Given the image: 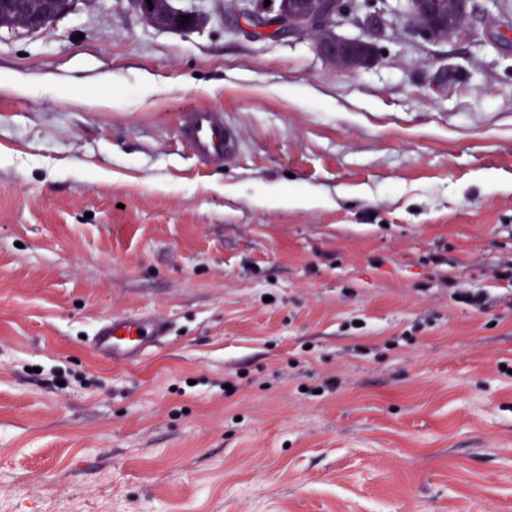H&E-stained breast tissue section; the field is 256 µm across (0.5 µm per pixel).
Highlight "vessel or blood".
Returning a JSON list of instances; mask_svg holds the SVG:
<instances>
[{"label": "vessel or blood", "instance_id": "vessel-or-blood-1", "mask_svg": "<svg viewBox=\"0 0 512 512\" xmlns=\"http://www.w3.org/2000/svg\"><path fill=\"white\" fill-rule=\"evenodd\" d=\"M182 135L200 160L219 164L232 157L239 148L234 128L223 113L196 110L182 115ZM171 333L166 320L152 315L115 316L101 323L89 340L98 356L115 365H130L143 359L162 344Z\"/></svg>", "mask_w": 512, "mask_h": 512}]
</instances>
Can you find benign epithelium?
<instances>
[{"label":"benign epithelium","instance_id":"benign-epithelium-1","mask_svg":"<svg viewBox=\"0 0 512 512\" xmlns=\"http://www.w3.org/2000/svg\"><path fill=\"white\" fill-rule=\"evenodd\" d=\"M10 7L21 15L20 27L26 30H45L57 18L70 12L74 0H43L44 9L40 13L27 10L26 0H9ZM386 0H377V8L371 13L340 12L330 0H317L312 10H299L287 0H273L264 6V0H248L245 11H239L248 33L275 38L285 31L299 35L318 33L317 48L320 53L335 63L344 66L351 56L372 49L373 43L361 37L345 38L333 33L337 25L350 22L364 25L369 21L382 22ZM174 14L175 24L171 28L188 31L197 28L203 21L201 14L169 6ZM400 14L406 19L416 34L425 33L431 38L445 40L448 30L444 28L445 13L442 0H399ZM189 21L181 23L183 16Z\"/></svg>","mask_w":512,"mask_h":512}]
</instances>
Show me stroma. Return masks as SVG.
Segmentation results:
<instances>
[{"label":"stroma","instance_id":"1","mask_svg":"<svg viewBox=\"0 0 512 512\" xmlns=\"http://www.w3.org/2000/svg\"><path fill=\"white\" fill-rule=\"evenodd\" d=\"M388 4L336 29L379 51L355 72L238 0L0 28V512H512V311L459 298L512 259V0L441 42ZM292 189L319 205L265 204ZM143 312L169 340L102 362ZM182 135L194 155L210 164H220L239 148L234 128L223 112L196 110L182 114ZM170 333L169 322L153 314L113 316L97 327L89 345L95 354L114 365H130L141 361Z\"/></svg>","mask_w":512,"mask_h":512}]
</instances>
